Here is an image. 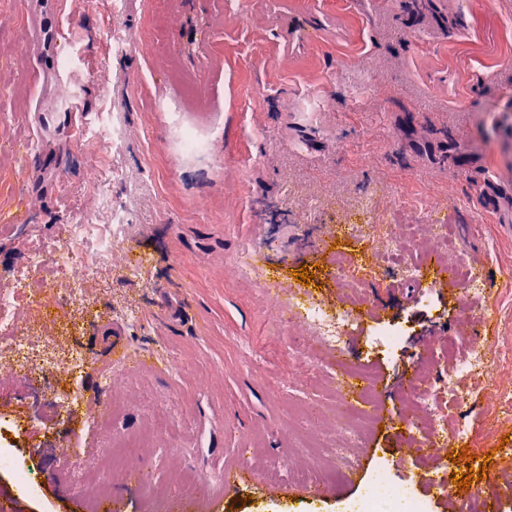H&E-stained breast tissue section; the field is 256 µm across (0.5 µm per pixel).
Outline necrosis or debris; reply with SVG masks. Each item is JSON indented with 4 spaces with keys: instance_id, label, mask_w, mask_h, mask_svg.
I'll return each instance as SVG.
<instances>
[{
    "instance_id": "4bbe7bcc",
    "label": "necrosis or debris",
    "mask_w": 512,
    "mask_h": 512,
    "mask_svg": "<svg viewBox=\"0 0 512 512\" xmlns=\"http://www.w3.org/2000/svg\"><path fill=\"white\" fill-rule=\"evenodd\" d=\"M357 198L370 219L365 224L345 225L343 233L354 247L332 255L335 301L309 294L299 303H291L288 285L267 280L247 259L236 263L237 279L258 285L267 306L281 308L289 334L303 337L297 352L300 364L289 369L287 379L278 385L279 392L304 384L306 369L311 366L328 382L334 396L329 413L336 422L335 448L326 449L319 434L313 432L304 443L312 458L310 466L275 468L279 476L295 483L316 485L334 476L350 475L354 467L351 451L361 447L380 408L375 373L339 359L352 323L373 314L365 291L368 276L374 269L392 266L398 279L421 277L426 253H441L448 241V227L444 224L427 225L422 237L411 224L404 232H396L400 217L412 210L403 198H396L394 208L389 210L380 208L374 192L359 190ZM128 241L125 212L116 207L111 223L67 224L62 243L29 248L27 272L47 274L48 279L42 288L31 287L21 277L10 287L0 289V344H7L9 349L8 355H0V380L11 378L30 384L32 398L49 395L55 413L70 417L82 399L81 384L88 359L75 348L62 360L49 354L35 357L23 320L42 313L59 295L72 303L85 300L91 284L111 267L113 255L124 251ZM451 269L466 305L460 326L455 336L418 356L401 400L407 425L403 434L405 454L410 460L425 463L421 481L436 490L442 489L445 482L442 472L449 463L448 453L457 443L470 438L474 420L488 414L499 420H512V384L499 376L503 363L512 360V353L492 350L467 336L474 305L490 299L492 282L487 265L458 261ZM353 380L361 384L355 396L348 391ZM470 386L485 391L487 399L494 403L491 412L473 410L459 415ZM427 505V500L413 495L409 484L394 482L384 470L376 487L361 500L358 512H427Z\"/></svg>"
}]
</instances>
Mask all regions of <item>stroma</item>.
<instances>
[{"mask_svg": "<svg viewBox=\"0 0 512 512\" xmlns=\"http://www.w3.org/2000/svg\"><path fill=\"white\" fill-rule=\"evenodd\" d=\"M317 8L328 22L319 43L282 57L280 17L307 18ZM70 41L61 45L59 72L71 84L61 112L85 116L81 141L53 136L56 151L46 181L54 192L26 194L40 163L23 153L33 141L31 123L42 90L28 51L22 0H0V225L30 224L38 243H60L62 228L85 219L106 224L110 214L96 190L112 171L121 179L113 197L131 215L126 258L148 261L141 280L120 284L105 273L83 303L59 304L64 337L32 320L36 345L55 357L78 346L94 359L85 377L86 404L69 419L34 407L16 384L0 383V421L21 422L14 438L19 464L34 473L36 490L15 486L0 468V503L11 512H88L71 470L55 459L88 414L123 408L110 426L79 449L97 468L115 442L142 437L146 446L123 479L111 482L120 512H170L182 496L179 483H198L191 512H349L380 465L398 482H414L415 462L403 459L396 416L372 429L359 464L345 479L317 488L273 481L272 461L287 456L289 428L301 427L289 409L328 403L329 387L315 378L285 394L277 382L295 366L296 341L284 337L277 314L260 307L261 291L239 281L234 264L247 239L265 234L284 243L263 268L268 279L314 271L318 296L336 286L326 266L331 243L316 224H362L356 188L367 185L403 195L419 223L449 226L453 253L512 269V0H241L237 13L224 0H65ZM182 103V121L198 134L222 130L210 155L184 152L168 132L161 102ZM122 113L133 136L121 154L112 149V115ZM451 208L435 212L433 200ZM287 202L303 213L312 200L315 224H275L268 210L250 203ZM423 279L368 288L376 320L354 324L345 349L349 363L372 369L388 406L398 404L416 354L454 334L462 306ZM497 306L484 313L491 341L512 348V277L499 278ZM126 306L142 309L127 326L128 357L114 362L105 328ZM404 328L397 354L383 357L365 343L374 321ZM252 343L253 354L243 346ZM177 354L181 373L165 367ZM125 375L115 389L99 379L111 367ZM477 456L493 454L469 492L490 512H512V487L495 468L512 465V422L476 423L467 442ZM248 467L232 484L221 474Z\"/></svg>", "mask_w": 512, "mask_h": 512, "instance_id": "stroma-1", "label": "stroma"}]
</instances>
